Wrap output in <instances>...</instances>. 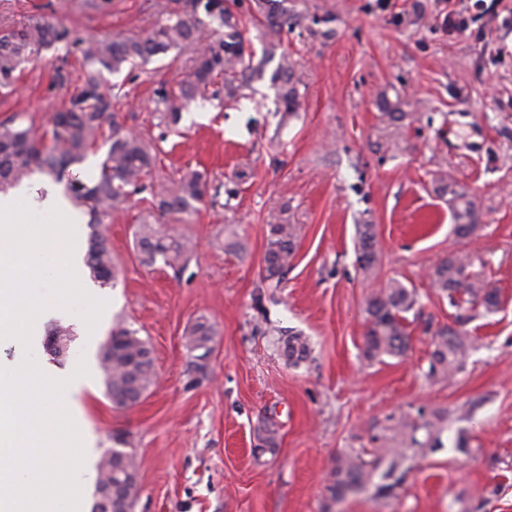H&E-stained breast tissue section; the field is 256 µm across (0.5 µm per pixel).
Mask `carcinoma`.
<instances>
[{
    "label": "carcinoma",
    "mask_w": 512,
    "mask_h": 512,
    "mask_svg": "<svg viewBox=\"0 0 512 512\" xmlns=\"http://www.w3.org/2000/svg\"><path fill=\"white\" fill-rule=\"evenodd\" d=\"M286 0H254L251 11H240L238 0H165L160 14L164 19L143 37L113 36L87 42L70 38V32L59 28L43 15L32 14L17 25L0 29V93L15 90L18 71L32 56L57 43L80 52L88 65L81 86L69 97L68 105L50 117V129L38 133L34 124L11 119L0 123V187L12 186L38 171L56 182L67 181L73 197L86 206L91 221L87 241L86 263L92 278L100 285L117 279L119 270L112 259V248L99 230L101 217L109 215L134 195L150 204L159 215L191 216L199 204L210 196L205 174L186 170L174 178H162L158 172V151L141 135L125 130L114 119V104L124 97L122 86H107L104 73H118L123 66L172 50L194 49L191 71L177 88L162 91L160 103L170 122L180 119L185 103L193 99L214 79L224 80V95L236 97L246 71L262 74L274 58H279L271 83L283 111H298L300 92L288 62V53H277L281 35L293 28ZM217 23L221 36L197 46L199 33L207 25ZM265 28L267 41L261 58L245 61L241 28L247 23ZM109 144L99 164L96 183L85 186L70 172V166L82 162L99 141ZM449 195L448 205L454 220L453 233L460 239L472 236L479 211L473 197L452 183L441 187ZM136 247L142 264L151 266L162 260L174 268L184 264L192 250L191 240L161 225L143 220L135 231ZM377 231L373 224L356 225V259L360 269L369 273L377 262ZM296 246L293 224H270L264 255L266 279H280L288 269ZM432 279L446 293L449 303L464 300L488 312L499 304L498 292L484 280L466 273L462 257L451 254L435 266ZM414 290L394 281L372 294L366 303L368 330L364 336L365 352L370 358L398 357L409 348L406 314L415 309ZM215 331L208 322L197 321L185 332V346L200 352L199 361L211 351ZM281 356L294 366L306 361L310 343L302 332L283 330L277 339ZM467 347L465 332L451 326L434 332L429 376H454ZM100 365L112 405L126 409L137 404L154 384L155 370L152 350L138 332L125 326L112 331V349L100 353ZM258 447H277V430L265 422L258 428ZM402 449L392 448L372 462L359 456L337 459L329 491L334 498L374 485L375 494L387 496L404 478L401 471ZM102 483H112V508L115 512H131L139 486L133 480L138 472L135 456L119 449L103 454L97 465ZM380 481L373 482L375 473Z\"/></svg>",
    "instance_id": "1"
}]
</instances>
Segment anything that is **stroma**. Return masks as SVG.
Listing matches in <instances>:
<instances>
[{"label":"stroma","instance_id":"obj_1","mask_svg":"<svg viewBox=\"0 0 512 512\" xmlns=\"http://www.w3.org/2000/svg\"><path fill=\"white\" fill-rule=\"evenodd\" d=\"M156 0H0V27L45 15L86 39L141 35L159 19ZM298 24L282 42L301 106L282 112L269 75L242 97L215 79L167 124L161 89L187 78L188 55L124 67L119 121L160 150L162 165L205 172L219 195L188 224L162 222L197 244L182 268L140 264L134 229L144 203L103 217L120 274L87 280L105 300L95 329L72 311L57 317L72 340L63 356L46 339L32 348L0 341V361L31 352L65 373L89 364L71 414L96 435V454L125 446L140 462L134 512H512V0H287ZM331 17V37L320 17ZM83 67L63 49L27 64L0 122L47 129ZM404 114L384 115L386 103ZM475 194L480 220L453 233L442 183ZM375 224L371 273L355 262V226ZM295 225L297 245L280 284L263 279L268 227ZM499 291L497 311L465 324L469 345L455 377L429 376L426 326L453 323L460 308L432 283L448 254ZM399 281L415 290L405 356L368 359L366 301ZM215 336L196 372L184 332L197 320ZM150 346L155 383L134 407L112 405L99 366L114 327ZM310 339V360L291 366L276 338ZM278 432L257 447L261 421ZM405 451L403 482L332 498L338 458Z\"/></svg>","mask_w":512,"mask_h":512}]
</instances>
